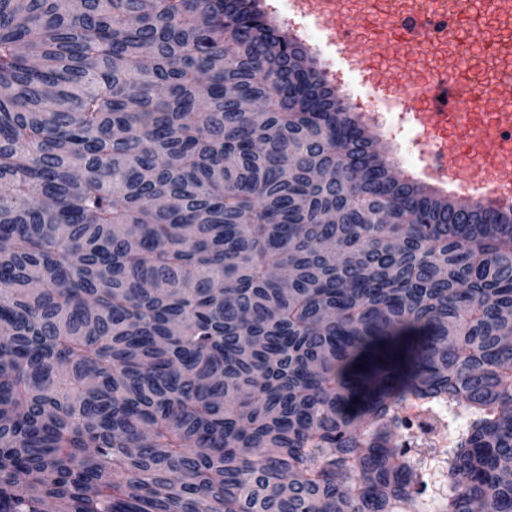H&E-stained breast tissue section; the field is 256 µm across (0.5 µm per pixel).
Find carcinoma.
Wrapping results in <instances>:
<instances>
[{"mask_svg": "<svg viewBox=\"0 0 512 512\" xmlns=\"http://www.w3.org/2000/svg\"><path fill=\"white\" fill-rule=\"evenodd\" d=\"M260 2L0 0V512L405 510L413 399L469 415L447 512H512V210ZM411 79V72H399L397 83H399V86L404 90L407 97H410L412 94ZM399 86H390L386 94L374 96L369 101V109L366 113V117L379 127L369 122L366 123L369 127L368 130L370 134L379 140L380 150L384 152L387 160L393 165V169L397 175L401 178H411L412 172L400 162L395 145L386 137L383 131L384 129L389 136L396 138L398 130L395 124V116L398 120L402 121L407 115L410 116L414 113ZM415 135L405 142V163H408L416 172L422 173L429 160L433 149L430 143V136L426 130L418 125Z\"/></svg>", "mask_w": 512, "mask_h": 512, "instance_id": "1", "label": "carcinoma"}]
</instances>
